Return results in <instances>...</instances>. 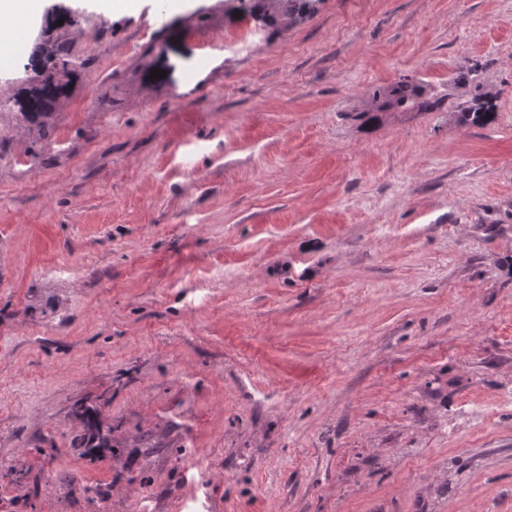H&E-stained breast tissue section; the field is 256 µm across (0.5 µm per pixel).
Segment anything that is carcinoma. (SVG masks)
<instances>
[{
  "instance_id": "cac0c4a2",
  "label": "carcinoma",
  "mask_w": 512,
  "mask_h": 512,
  "mask_svg": "<svg viewBox=\"0 0 512 512\" xmlns=\"http://www.w3.org/2000/svg\"><path fill=\"white\" fill-rule=\"evenodd\" d=\"M242 9L264 27H272L282 20L300 19L310 14L318 0H239ZM57 35L33 46L29 60L21 75L13 79L14 94L0 99V108L8 106L34 130L38 140L50 138L53 115L57 104L67 98L72 90L76 62L72 53L68 29L74 25L75 15L64 8L51 12ZM497 95L474 87L470 101L458 110L462 125H485L494 118ZM445 99L430 94L418 79L404 75L391 85L374 90L372 107L364 113L366 121L376 122L384 112H436L443 108ZM84 422V433L77 436L75 450L81 455L96 458L112 453V429H103L98 412L84 408L78 411Z\"/></svg>"
}]
</instances>
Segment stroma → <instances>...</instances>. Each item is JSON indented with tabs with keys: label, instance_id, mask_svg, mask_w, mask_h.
Segmentation results:
<instances>
[{
	"label": "stroma",
	"instance_id": "obj_1",
	"mask_svg": "<svg viewBox=\"0 0 512 512\" xmlns=\"http://www.w3.org/2000/svg\"><path fill=\"white\" fill-rule=\"evenodd\" d=\"M55 5L40 157L0 112V512H512V0H44L27 42ZM403 75L450 107L365 122ZM319 0H239L242 9L264 27L278 25L310 14ZM470 101L458 110V121L462 125H485L494 118L497 95L484 91L479 85L474 87ZM77 413L84 422V433L77 436L74 449L89 458H96L105 453L112 456V428L109 427L104 432L96 410L84 408Z\"/></svg>",
	"mask_w": 512,
	"mask_h": 512
}]
</instances>
